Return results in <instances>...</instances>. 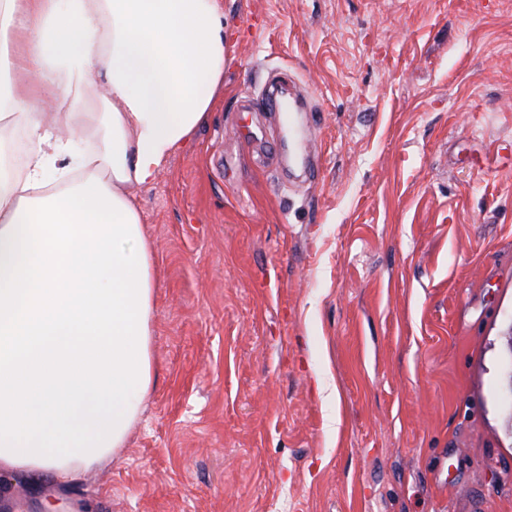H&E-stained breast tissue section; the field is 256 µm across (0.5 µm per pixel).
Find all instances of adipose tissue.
Here are the masks:
<instances>
[{"label":"adipose tissue","instance_id":"1","mask_svg":"<svg viewBox=\"0 0 512 512\" xmlns=\"http://www.w3.org/2000/svg\"><path fill=\"white\" fill-rule=\"evenodd\" d=\"M221 0H0V475L69 485L153 383L152 183L224 86Z\"/></svg>","mask_w":512,"mask_h":512}]
</instances>
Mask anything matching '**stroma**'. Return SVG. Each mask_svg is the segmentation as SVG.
I'll list each match as a JSON object with an SVG mask.
<instances>
[{
  "mask_svg": "<svg viewBox=\"0 0 512 512\" xmlns=\"http://www.w3.org/2000/svg\"><path fill=\"white\" fill-rule=\"evenodd\" d=\"M222 2L224 88L131 190L152 388L111 462L0 475V512H512V8Z\"/></svg>",
  "mask_w": 512,
  "mask_h": 512,
  "instance_id": "obj_1",
  "label": "stroma"
}]
</instances>
